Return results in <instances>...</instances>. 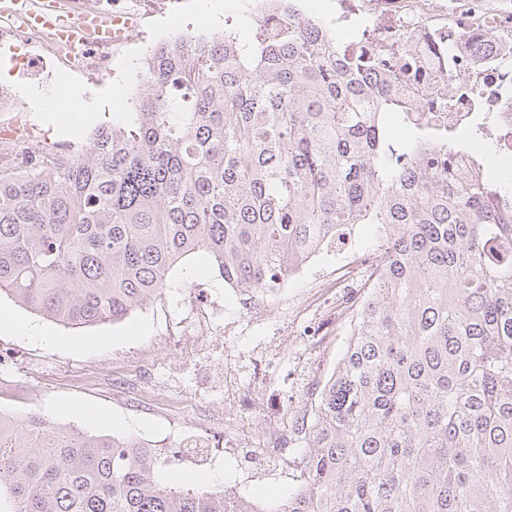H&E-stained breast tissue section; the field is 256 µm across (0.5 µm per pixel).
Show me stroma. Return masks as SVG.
<instances>
[{"instance_id":"1","label":"stroma","mask_w":512,"mask_h":512,"mask_svg":"<svg viewBox=\"0 0 512 512\" xmlns=\"http://www.w3.org/2000/svg\"><path fill=\"white\" fill-rule=\"evenodd\" d=\"M216 9L206 15L200 0H184L164 16L140 17L131 42L112 53V69L121 73L125 93H132L148 53L178 36L220 33L225 22L247 27L251 15L244 0H213ZM71 87L83 100L78 118L50 115L57 91ZM115 91L105 74L70 75L59 72L51 89L17 86L12 90L13 112H0V122H34L45 144H82L95 128L119 121L130 104L113 102ZM206 288L219 308V320L210 338L206 368L182 370L181 358L197 343L182 322L188 307L184 297L192 286ZM310 279L293 277L282 296L270 299L260 326L228 336L224 324L245 318L247 304L240 293L225 286L206 255L197 254L177 265L168 286L123 320L67 328L1 295L0 307L37 325L44 335L33 338L0 330V349L17 353L15 365L0 370V413L24 417L35 414L59 424H71L91 433H121L147 438L162 448H174L188 435L224 430V373L240 372L251 395L270 401L280 417L301 403L299 374L332 372L343 346V336H331L324 353L289 363L287 369L255 370L249 357L278 328L288 304L304 299ZM84 408L105 415V422L81 416Z\"/></svg>"}]
</instances>
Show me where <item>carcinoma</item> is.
<instances>
[{"mask_svg":"<svg viewBox=\"0 0 512 512\" xmlns=\"http://www.w3.org/2000/svg\"><path fill=\"white\" fill-rule=\"evenodd\" d=\"M250 40L163 43L134 111L81 151L0 174V293L63 326L122 320L204 252L268 292L350 224L385 257L315 400L276 512H512V197L421 154L394 90L420 60L349 50L292 0ZM464 47L480 55L479 30ZM122 434L0 415V512H249L156 479Z\"/></svg>","mask_w":512,"mask_h":512,"instance_id":"1","label":"carcinoma"}]
</instances>
